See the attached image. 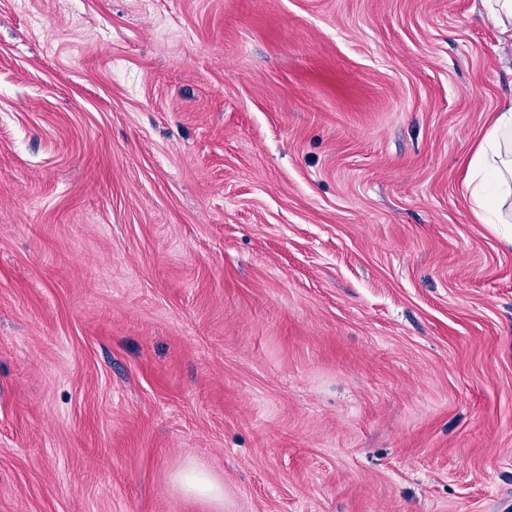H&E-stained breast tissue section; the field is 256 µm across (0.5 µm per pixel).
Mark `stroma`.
Wrapping results in <instances>:
<instances>
[{"mask_svg": "<svg viewBox=\"0 0 512 512\" xmlns=\"http://www.w3.org/2000/svg\"><path fill=\"white\" fill-rule=\"evenodd\" d=\"M510 103L482 0H0V512H512ZM466 187L474 213L483 218L494 212L493 232L512 248V105L496 112L468 163Z\"/></svg>", "mask_w": 512, "mask_h": 512, "instance_id": "35a3bbf8", "label": "stroma"}]
</instances>
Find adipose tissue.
<instances>
[{
  "instance_id": "ef3b65f1",
  "label": "adipose tissue",
  "mask_w": 512,
  "mask_h": 512,
  "mask_svg": "<svg viewBox=\"0 0 512 512\" xmlns=\"http://www.w3.org/2000/svg\"><path fill=\"white\" fill-rule=\"evenodd\" d=\"M466 187L474 213H495L493 231L512 248V106L496 113L468 163Z\"/></svg>"
}]
</instances>
